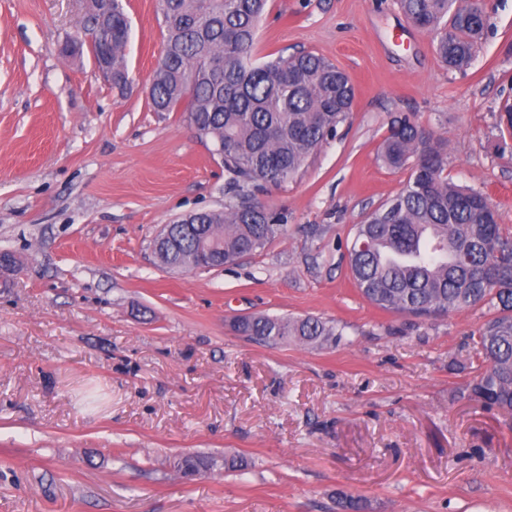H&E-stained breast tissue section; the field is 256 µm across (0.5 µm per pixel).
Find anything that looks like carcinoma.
Segmentation results:
<instances>
[{
    "mask_svg": "<svg viewBox=\"0 0 512 512\" xmlns=\"http://www.w3.org/2000/svg\"><path fill=\"white\" fill-rule=\"evenodd\" d=\"M268 0H160L165 37L150 104L155 112L184 109L185 120L215 145H224L225 191L235 202L211 210L189 232L171 228L177 248L165 252L170 267L216 268L265 247L284 225L254 194L260 184L297 176L315 149L335 136L351 112L354 88L333 62L315 52L256 58L257 31ZM404 16L431 34L440 61L466 67L482 34V3L468 0H400ZM122 0H112L106 51L93 49L112 68V85L130 76L122 53L129 38ZM447 140L411 116L390 122L379 159L409 176L389 201L354 225L350 270L360 293L386 311L417 318L443 317L482 305L493 313L473 333L485 365L468 385L484 406L512 412V264L498 252L512 237L484 215L491 205L481 191L456 185L445 174ZM370 247L361 250L360 241ZM496 270L493 282L478 279ZM237 329L257 343L293 340L334 345L344 327L315 317L251 316ZM206 455L178 462L184 474L205 469Z\"/></svg>",
    "mask_w": 512,
    "mask_h": 512,
    "instance_id": "obj_1",
    "label": "carcinoma"
}]
</instances>
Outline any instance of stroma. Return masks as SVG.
Returning a JSON list of instances; mask_svg holds the SVG:
<instances>
[{"label": "stroma", "instance_id": "35a3bbf8", "mask_svg": "<svg viewBox=\"0 0 512 512\" xmlns=\"http://www.w3.org/2000/svg\"><path fill=\"white\" fill-rule=\"evenodd\" d=\"M132 78L98 72L89 0H0V512H512V416L470 400L476 306L385 312L349 271L353 224L401 189L377 159L393 115L448 141L446 172L512 231V0H483L467 67L398 0H269L260 55L312 51L351 79L335 138L258 198L283 235L234 265L174 273L153 239L223 207L227 174L183 112L149 101L158 0H123ZM265 314L344 324L336 346L263 345ZM188 454L216 459L184 476ZM249 466L225 472L222 460Z\"/></svg>", "mask_w": 512, "mask_h": 512}]
</instances>
